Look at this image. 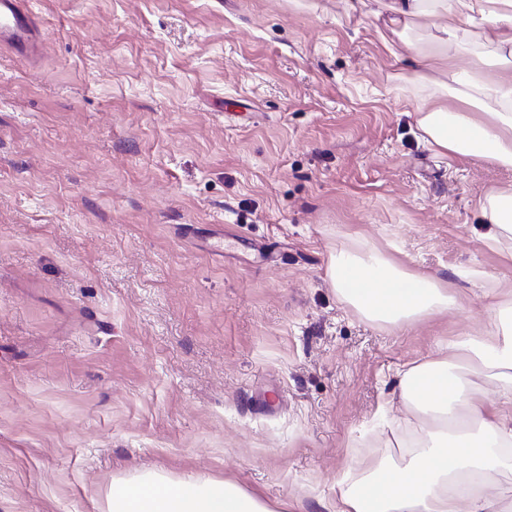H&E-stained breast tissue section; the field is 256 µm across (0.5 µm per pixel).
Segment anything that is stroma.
<instances>
[{"instance_id":"stroma-1","label":"stroma","mask_w":512,"mask_h":512,"mask_svg":"<svg viewBox=\"0 0 512 512\" xmlns=\"http://www.w3.org/2000/svg\"><path fill=\"white\" fill-rule=\"evenodd\" d=\"M383 2L37 0L41 59L0 49V512L144 469L327 512L395 453L398 371L512 287L477 205L512 169L420 141ZM368 248L459 307L365 320L328 266Z\"/></svg>"}]
</instances>
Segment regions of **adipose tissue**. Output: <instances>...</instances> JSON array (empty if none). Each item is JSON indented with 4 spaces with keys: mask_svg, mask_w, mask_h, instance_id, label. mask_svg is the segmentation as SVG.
<instances>
[{
    "mask_svg": "<svg viewBox=\"0 0 512 512\" xmlns=\"http://www.w3.org/2000/svg\"><path fill=\"white\" fill-rule=\"evenodd\" d=\"M400 26L388 49L414 54L408 83L425 89L415 102L421 140L449 157L512 167V0H390ZM473 59L456 68L459 55ZM456 109H449V100ZM479 206L489 244L512 239V188H493ZM338 295L366 319L400 326L455 308L438 279L386 258L338 251L329 266ZM491 330L439 346L398 374L395 399L419 422L416 451L400 461L370 459L362 477L342 471L330 512H512V463L494 457L512 447V295L481 291ZM493 384L502 410L486 407L476 380ZM100 512H276L270 501L215 478H175L145 470L113 479Z\"/></svg>",
    "mask_w": 512,
    "mask_h": 512,
    "instance_id": "1",
    "label": "adipose tissue"
}]
</instances>
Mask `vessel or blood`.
<instances>
[{"label": "vessel or blood", "mask_w": 512, "mask_h": 512, "mask_svg": "<svg viewBox=\"0 0 512 512\" xmlns=\"http://www.w3.org/2000/svg\"><path fill=\"white\" fill-rule=\"evenodd\" d=\"M0 45L32 62L43 55L47 34L31 0H0Z\"/></svg>", "instance_id": "1"}]
</instances>
